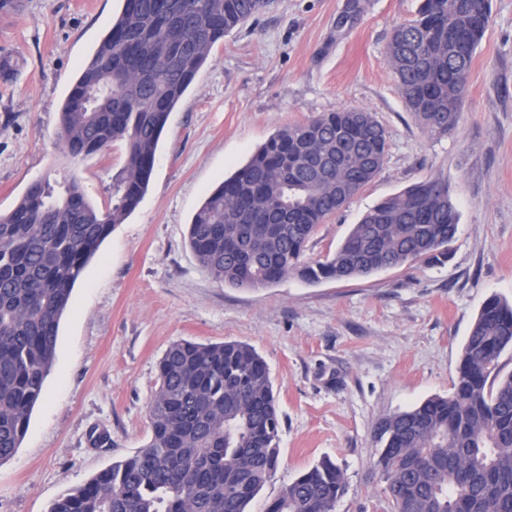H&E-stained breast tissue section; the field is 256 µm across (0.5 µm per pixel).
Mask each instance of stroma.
<instances>
[{
    "label": "stroma",
    "mask_w": 512,
    "mask_h": 512,
    "mask_svg": "<svg viewBox=\"0 0 512 512\" xmlns=\"http://www.w3.org/2000/svg\"><path fill=\"white\" fill-rule=\"evenodd\" d=\"M0 9V56L20 60L0 81V212L38 179L78 177L107 204L125 164L116 142L74 161L59 137L64 98L120 11L119 0H24ZM276 0L225 36L172 112L148 190L87 265L60 322L55 358L28 430L0 464V512L50 504L142 448L157 363L170 343L238 341L271 370L282 416L281 464L252 502L328 455L347 486L335 512H390L374 429L387 415L445 396L484 301L512 300V0H492L461 120L436 138L408 111L384 52L419 0ZM358 106L390 133L379 175L307 246L333 252L381 199L416 182L447 183L460 212L451 258L367 277L265 288L216 281L187 242L205 197L278 130ZM108 443L96 447L91 433Z\"/></svg>",
    "instance_id": "obj_1"
}]
</instances>
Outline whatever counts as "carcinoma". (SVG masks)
<instances>
[{"mask_svg":"<svg viewBox=\"0 0 512 512\" xmlns=\"http://www.w3.org/2000/svg\"><path fill=\"white\" fill-rule=\"evenodd\" d=\"M274 0H122L61 112L73 158L126 146L105 206L73 179L35 181L0 213V462L20 447L44 393L60 320L101 243L147 191L159 140L216 44ZM491 0H421L385 47L415 120L448 134L459 120ZM389 132L346 107L278 131L211 192L188 243L215 280L260 288L317 283L417 262L442 264L459 210L438 178L367 211L325 260H305L318 225L382 169ZM512 303L493 295L462 348L452 392L384 417L375 439L391 512H512ZM146 445L51 504L48 512H248L278 468L281 419L265 360L238 342L176 341L158 363ZM346 473L329 456L284 485L266 512H334Z\"/></svg>","mask_w":512,"mask_h":512,"instance_id":"cac0c4a2","label":"carcinoma"}]
</instances>
